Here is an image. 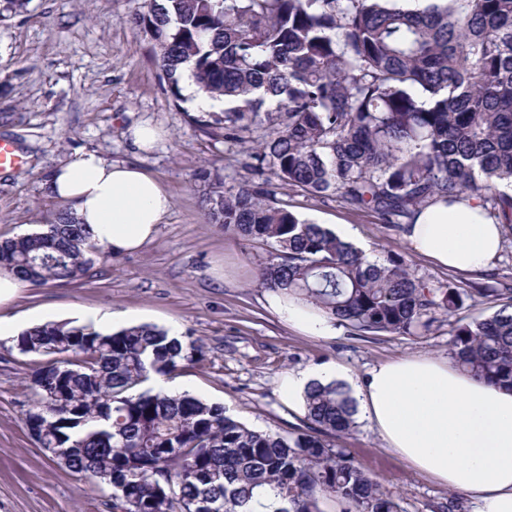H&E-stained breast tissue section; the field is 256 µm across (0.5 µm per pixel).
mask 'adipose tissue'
Listing matches in <instances>:
<instances>
[{
    "mask_svg": "<svg viewBox=\"0 0 512 512\" xmlns=\"http://www.w3.org/2000/svg\"><path fill=\"white\" fill-rule=\"evenodd\" d=\"M46 186L116 255L151 242L172 206L152 173L93 152L52 171ZM405 237L415 254L459 271L487 267L502 248L501 225L473 198L429 206L406 226ZM269 305L306 335L333 333L330 317L287 294L271 297ZM353 390L387 446L416 471L465 493L474 512H512V391L429 357L380 364Z\"/></svg>",
    "mask_w": 512,
    "mask_h": 512,
    "instance_id": "ef3b65f1",
    "label": "adipose tissue"
}]
</instances>
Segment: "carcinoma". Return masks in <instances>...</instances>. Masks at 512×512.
<instances>
[{
	"label": "carcinoma",
	"mask_w": 512,
	"mask_h": 512,
	"mask_svg": "<svg viewBox=\"0 0 512 512\" xmlns=\"http://www.w3.org/2000/svg\"><path fill=\"white\" fill-rule=\"evenodd\" d=\"M171 94L182 69L224 100V137L266 125L251 174L224 189L202 172L208 223L266 248L260 285L306 300L347 329L415 336L428 315L464 303L452 283L415 275L401 255L374 262L332 229L297 217L276 179L336 195L381 224H412L426 206L479 200L512 228V0H152L131 17ZM62 209L34 233L0 242V271L33 284L83 277L104 254ZM35 363L27 415L39 441L72 447L67 468L112 478V512H321L334 497L353 512H399L382 483L336 437L356 403L336 382L311 385L303 426L249 428L189 393L137 387L204 357L202 345L152 325L104 334L47 323L17 337ZM449 355L465 374L512 389V303L459 324Z\"/></svg>",
	"instance_id": "cac0c4a2"
}]
</instances>
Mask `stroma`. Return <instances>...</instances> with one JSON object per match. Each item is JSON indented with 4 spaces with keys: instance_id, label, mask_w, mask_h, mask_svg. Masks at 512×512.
Instances as JSON below:
<instances>
[{
    "instance_id": "35a3bbf8",
    "label": "stroma",
    "mask_w": 512,
    "mask_h": 512,
    "mask_svg": "<svg viewBox=\"0 0 512 512\" xmlns=\"http://www.w3.org/2000/svg\"><path fill=\"white\" fill-rule=\"evenodd\" d=\"M148 0H0V139L13 143L21 165L0 171V241L37 231L62 205L46 189L57 166L93 151L110 162H136L167 188L172 207L156 238L137 251L98 259L73 282L27 286L0 305V319L18 330L67 323L117 327L149 324L199 341L204 361L168 376L174 393L224 406L247 426L287 433L304 413L289 408L281 387L289 375L342 366L361 379L375 366L402 357H448L451 317L437 315L422 336H353L344 327L327 338L307 336L268 306L270 290L257 271L266 251L206 223L201 170L220 174L225 187L246 177L245 164L262 128L225 138L218 111L174 100L150 45L129 17ZM147 123L162 134L147 153L127 130ZM289 210L336 230L370 259L407 256L416 275L468 289L479 272L459 273L411 255L400 225L378 224L336 197L314 198L278 187ZM32 356L12 339L0 341V512H108L112 489L50 460L25 424ZM376 476L401 512H436L451 491L416 472L388 448L371 423L337 440Z\"/></svg>"
}]
</instances>
